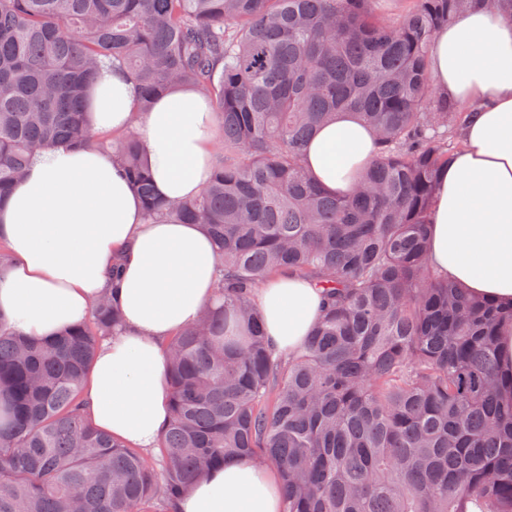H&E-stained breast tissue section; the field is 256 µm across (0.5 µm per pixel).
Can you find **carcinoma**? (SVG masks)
<instances>
[{
  "mask_svg": "<svg viewBox=\"0 0 512 512\" xmlns=\"http://www.w3.org/2000/svg\"><path fill=\"white\" fill-rule=\"evenodd\" d=\"M0 0V206L36 153L109 150L150 223L201 224L219 308L171 337L170 413L157 447L92 427L82 390L122 314L105 296L53 339L0 318V512H174L227 460L280 475V512H512V368L497 330L512 306L470 298L428 264V216L468 113L429 70L435 33L512 0ZM116 62L134 118L179 85L219 124L213 175L191 201L154 191L136 125L97 136L85 103ZM350 112L378 155L331 196L304 159ZM294 274L323 289L293 356L254 295Z\"/></svg>",
  "mask_w": 512,
  "mask_h": 512,
  "instance_id": "cac0c4a2",
  "label": "carcinoma"
}]
</instances>
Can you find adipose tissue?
I'll return each mask as SVG.
<instances>
[{
	"label": "adipose tissue",
	"instance_id": "1",
	"mask_svg": "<svg viewBox=\"0 0 512 512\" xmlns=\"http://www.w3.org/2000/svg\"><path fill=\"white\" fill-rule=\"evenodd\" d=\"M438 91L467 106L461 146L440 177L431 207L429 258L439 275L472 295L512 303V19L492 8L467 12L439 30L430 49ZM133 76L104 68L87 118L99 134L130 122ZM142 151L156 192L180 203L197 196L213 171L217 135L210 101L176 87L143 115ZM377 153L373 130L343 112L311 142L305 165L332 193L351 192L353 170ZM0 315L15 330L46 337L85 322L120 265L123 327L104 340L84 386L92 423L134 448L153 447L168 420L166 342L216 307L217 259L197 224H148L141 200L111 156L96 147L53 146L35 156L0 207ZM255 303L269 341L297 350L323 304L297 275L268 278ZM274 469L250 461L212 471L192 485L176 512H279Z\"/></svg>",
	"mask_w": 512,
	"mask_h": 512
}]
</instances>
